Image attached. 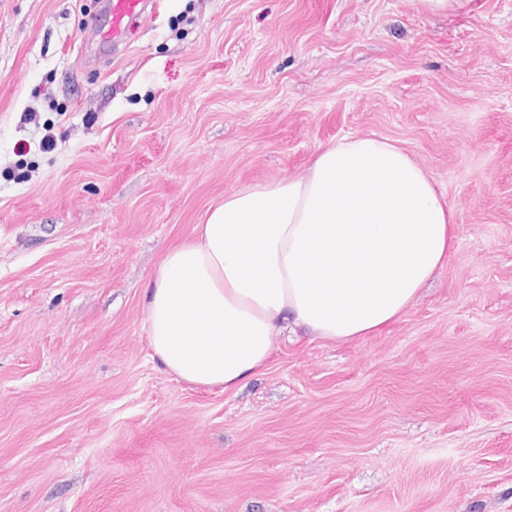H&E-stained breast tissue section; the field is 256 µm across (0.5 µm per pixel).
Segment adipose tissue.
<instances>
[{
	"mask_svg": "<svg viewBox=\"0 0 512 512\" xmlns=\"http://www.w3.org/2000/svg\"><path fill=\"white\" fill-rule=\"evenodd\" d=\"M455 211L398 142L346 137L297 176L210 208L145 288L153 359L178 379L232 390L276 336L375 333L402 317L455 243Z\"/></svg>",
	"mask_w": 512,
	"mask_h": 512,
	"instance_id": "adipose-tissue-1",
	"label": "adipose tissue"
}]
</instances>
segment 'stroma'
Segmentation results:
<instances>
[{"instance_id": "obj_1", "label": "stroma", "mask_w": 512, "mask_h": 512, "mask_svg": "<svg viewBox=\"0 0 512 512\" xmlns=\"http://www.w3.org/2000/svg\"><path fill=\"white\" fill-rule=\"evenodd\" d=\"M156 2L107 52L104 0H0V512H512V0ZM372 133L455 210L408 312L160 368L165 249Z\"/></svg>"}]
</instances>
